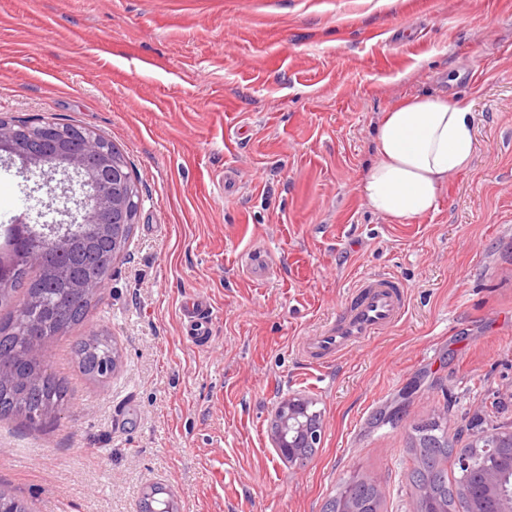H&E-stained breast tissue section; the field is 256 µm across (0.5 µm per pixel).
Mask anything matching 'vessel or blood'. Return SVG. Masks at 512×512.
Instances as JSON below:
<instances>
[{"label":"vessel or blood","mask_w":512,"mask_h":512,"mask_svg":"<svg viewBox=\"0 0 512 512\" xmlns=\"http://www.w3.org/2000/svg\"><path fill=\"white\" fill-rule=\"evenodd\" d=\"M407 311L404 284L390 273L357 279L345 309L320 333L303 338L299 351L310 364L322 367L399 324Z\"/></svg>","instance_id":"b4317fda"}]
</instances>
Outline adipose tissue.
Wrapping results in <instances>:
<instances>
[{
	"label": "adipose tissue",
	"instance_id": "adipose-tissue-1",
	"mask_svg": "<svg viewBox=\"0 0 512 512\" xmlns=\"http://www.w3.org/2000/svg\"><path fill=\"white\" fill-rule=\"evenodd\" d=\"M474 150L466 106L444 96L402 97L382 115L359 194L390 220L423 217L437 209L449 176L470 168Z\"/></svg>",
	"mask_w": 512,
	"mask_h": 512
}]
</instances>
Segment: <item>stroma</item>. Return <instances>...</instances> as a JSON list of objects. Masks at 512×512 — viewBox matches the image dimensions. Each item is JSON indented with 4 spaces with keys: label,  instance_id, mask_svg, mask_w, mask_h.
I'll list each match as a JSON object with an SVG mask.
<instances>
[{
    "label": "stroma",
    "instance_id": "obj_1",
    "mask_svg": "<svg viewBox=\"0 0 512 512\" xmlns=\"http://www.w3.org/2000/svg\"><path fill=\"white\" fill-rule=\"evenodd\" d=\"M411 94L467 105L476 150L398 224L356 186ZM0 118L95 131L139 195L94 307L43 349L67 408L0 416V491L29 512H141L154 485L171 512H322L357 472L382 476L380 512H413L415 425L458 448L512 427V0H0ZM63 188L0 159V249L19 214L62 222ZM378 272L406 285L404 320L305 364L301 338ZM94 334L117 351L103 379L73 352ZM291 393L323 419L300 467L269 443Z\"/></svg>",
    "mask_w": 512,
    "mask_h": 512
}]
</instances>
